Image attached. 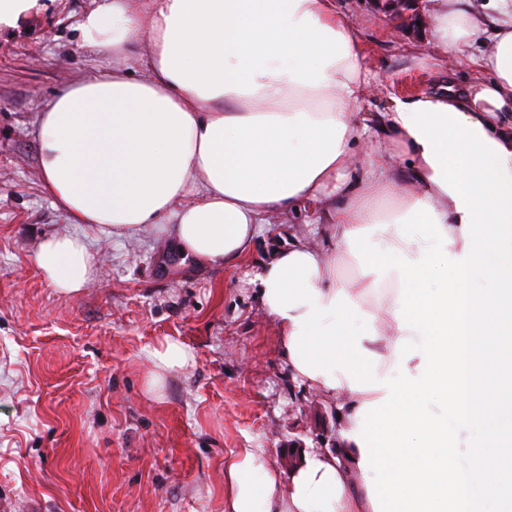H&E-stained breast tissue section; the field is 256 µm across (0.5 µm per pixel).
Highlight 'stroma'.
I'll list each match as a JSON object with an SVG mask.
<instances>
[{"label":"stroma","instance_id":"obj_1","mask_svg":"<svg viewBox=\"0 0 512 512\" xmlns=\"http://www.w3.org/2000/svg\"><path fill=\"white\" fill-rule=\"evenodd\" d=\"M92 6L51 0L0 36V512H224L227 457L256 448L280 470L291 449L345 443L341 414L294 380L249 282L290 241L323 244L322 227L275 217L228 269L182 262L150 235L118 242L90 228L96 281L59 294L35 262L39 241L67 228L42 185L36 129L59 92L112 69L79 37ZM337 7L373 78L361 111L460 91L477 74L443 53L435 0L405 20L375 0ZM167 338L194 363L155 391L148 353Z\"/></svg>","mask_w":512,"mask_h":512}]
</instances>
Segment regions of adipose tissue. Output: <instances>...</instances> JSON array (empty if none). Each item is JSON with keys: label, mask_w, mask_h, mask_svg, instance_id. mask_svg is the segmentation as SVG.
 <instances>
[{"label": "adipose tissue", "mask_w": 512, "mask_h": 512, "mask_svg": "<svg viewBox=\"0 0 512 512\" xmlns=\"http://www.w3.org/2000/svg\"><path fill=\"white\" fill-rule=\"evenodd\" d=\"M436 32L448 54L466 55L474 39L494 24L478 70L490 72L462 91L433 95L450 105L487 139L512 155V129L500 115L512 110V0H438ZM83 43L112 52L108 75H89L63 90L39 118L43 186L67 223L85 224L116 240L153 234L193 264L230 267L243 260L263 224L274 215L310 205L315 221L347 244L348 232L385 224L378 241L419 258L416 242L393 226L416 202L431 205L462 254L464 221L452 197L434 183L425 148L401 118L412 99H392L390 109L359 116L370 82L355 31L336 0H149L140 12L126 0H96L83 14ZM139 55L141 76L125 61ZM383 142L360 165L352 160L364 138ZM409 159L406 170L392 154ZM395 198L398 209L377 202ZM309 255L317 269L310 283L329 305L345 284L336 276V252L304 242L275 251L255 273L259 295L281 259ZM37 265L60 293L90 287L97 255L84 234L59 232L38 245ZM359 295L378 293L391 315L389 335L363 339L378 354V376L395 363L398 340L409 337L393 317L398 271L384 279L359 275ZM149 382L192 365L177 341L149 353ZM296 379L332 398L349 394L350 430L357 412L380 391L349 383L327 386L324 376ZM354 439L337 451L305 453L290 473L268 467L260 452L245 450L224 463V512H374Z\"/></svg>", "instance_id": "ef3b65f1"}]
</instances>
